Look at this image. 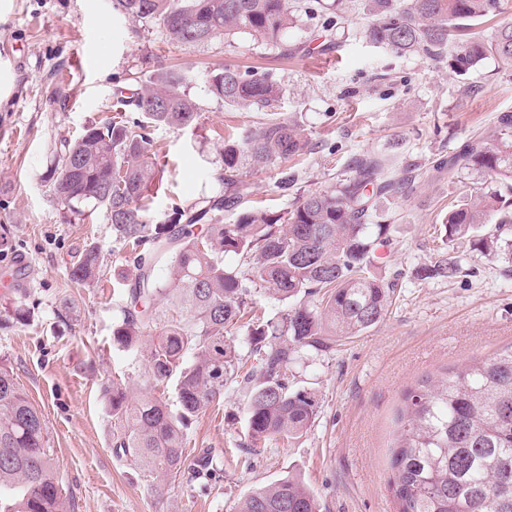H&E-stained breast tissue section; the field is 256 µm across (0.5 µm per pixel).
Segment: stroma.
<instances>
[{
  "mask_svg": "<svg viewBox=\"0 0 512 512\" xmlns=\"http://www.w3.org/2000/svg\"><path fill=\"white\" fill-rule=\"evenodd\" d=\"M315 2L297 0L300 21L277 49L244 32L182 45L158 23L115 10L113 0H0V68L11 80L0 101V277L9 276L16 255L32 264L26 288L0 286V363L43 414L71 512H235L246 494L290 474L314 492L320 512H396L388 478L407 390L512 343L505 261L458 241L459 277L418 273L444 247L449 204L481 183L435 166L512 112V68L490 56L456 76L427 57L369 43L363 30L373 17L363 0H323L339 15L330 31ZM227 65L281 85L274 111L301 129L309 149L263 170L241 168L248 192L225 210V222L258 205L288 209L296 197L349 174L354 155L398 144L400 164L414 168L415 179L405 194L378 205L381 219L397 227L381 265L397 276L398 290L377 326L335 352H305L292 364L293 388L319 403L301 438L249 447L244 396L229 387L186 435V467L210 455L218 478L154 479L115 450L104 399L116 376L133 394L148 390L143 359L112 344L123 304L115 283L135 280L137 270L103 213H72L46 179L64 141L113 115L134 117L137 92L158 69L173 68L184 75L199 117L188 129L153 127L163 181L150 207L157 223L168 224L173 205L208 206L224 194L225 144L242 142L270 114L211 94L212 71ZM286 170L297 181L282 193L276 183ZM93 241L101 248L100 278L80 285L69 269ZM17 304L24 320L13 316Z\"/></svg>",
  "mask_w": 512,
  "mask_h": 512,
  "instance_id": "35a3bbf8",
  "label": "stroma"
}]
</instances>
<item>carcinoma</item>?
Masks as SVG:
<instances>
[{"label":"carcinoma","mask_w":512,"mask_h":512,"mask_svg":"<svg viewBox=\"0 0 512 512\" xmlns=\"http://www.w3.org/2000/svg\"><path fill=\"white\" fill-rule=\"evenodd\" d=\"M141 22H157L178 43L194 45L244 31L275 48L296 26L290 0H116ZM501 0H372L365 32L377 47L423 55L458 75L489 56L512 66V23L488 37L474 31L500 11ZM184 76L158 73L135 99L141 118L85 127L63 144L47 183L71 212H104L116 240L130 248L139 275L124 295L113 343L143 357L146 381L177 379L178 409L145 393L133 399L122 380L106 396L115 448L143 473L163 479L184 467V438L203 408L235 385L245 392L250 446L294 439L311 427L318 402L288 384V370L304 351L331 352L336 343L379 324L398 288L376 270V252L393 244L395 225L373 222L377 202L399 192L396 153L356 159L355 174L300 196L284 212L254 208L232 224L223 211L241 198L242 159L269 164L300 155L307 141L287 120L271 118L240 144L224 146V196L183 224H156L149 206L163 172L148 128L193 127L198 107L183 90ZM210 92L224 103L270 109L281 88L271 77L226 66L212 73ZM448 173L470 172L486 186L464 194L443 225L448 242L472 252L512 259V113L488 133L473 136L448 157ZM233 255L239 269L224 266ZM100 247L91 243L69 271L82 285L96 282ZM168 262L160 281L154 262ZM424 278L452 280L460 260L446 253L420 269ZM268 293L284 305L276 319L248 324L244 370L234 339L224 330L251 311L253 296ZM158 332L149 343L144 337ZM389 486L397 512H512V346L485 360L425 379L408 391L394 442ZM56 475L43 414L0 365V512H68ZM237 512H318L313 492L294 476L261 488Z\"/></svg>","instance_id":"cac0c4a2"}]
</instances>
